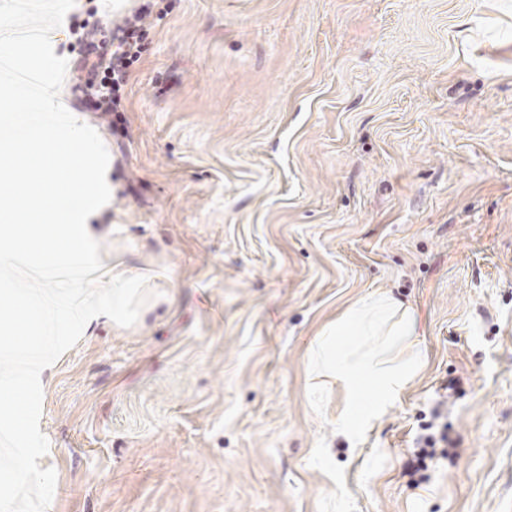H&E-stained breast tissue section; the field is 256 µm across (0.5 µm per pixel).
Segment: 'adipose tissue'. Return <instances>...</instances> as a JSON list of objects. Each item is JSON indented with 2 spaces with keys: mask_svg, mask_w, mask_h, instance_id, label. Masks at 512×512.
<instances>
[{
  "mask_svg": "<svg viewBox=\"0 0 512 512\" xmlns=\"http://www.w3.org/2000/svg\"><path fill=\"white\" fill-rule=\"evenodd\" d=\"M418 320L392 295L378 293L359 299L319 334L310 350L311 380L327 378L342 387L346 403L341 421L348 431L368 425L401 395L416 375L420 361L412 349ZM376 346L363 351L362 338ZM371 379L376 387L370 403L361 401V385Z\"/></svg>",
  "mask_w": 512,
  "mask_h": 512,
  "instance_id": "1",
  "label": "adipose tissue"
}]
</instances>
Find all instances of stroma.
<instances>
[{"instance_id":"35a3bbf8","label":"stroma","mask_w":512,"mask_h":512,"mask_svg":"<svg viewBox=\"0 0 512 512\" xmlns=\"http://www.w3.org/2000/svg\"><path fill=\"white\" fill-rule=\"evenodd\" d=\"M134 9L105 115L79 86ZM63 46L102 262L151 297L48 376L47 512H512V0H82ZM376 292L422 366L349 435L309 348Z\"/></svg>"}]
</instances>
